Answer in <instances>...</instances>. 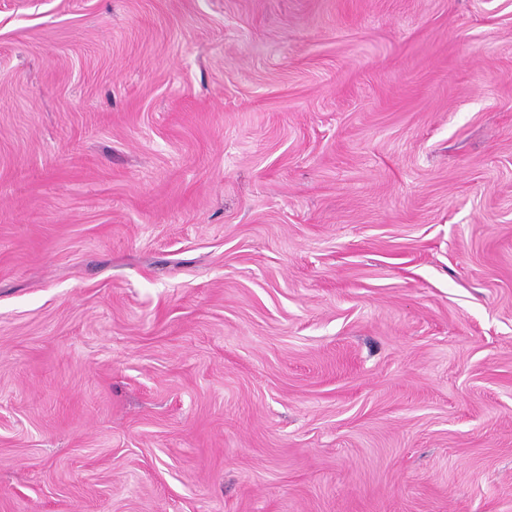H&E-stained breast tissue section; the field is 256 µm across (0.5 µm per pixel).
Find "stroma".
<instances>
[{
	"label": "stroma",
	"mask_w": 512,
	"mask_h": 512,
	"mask_svg": "<svg viewBox=\"0 0 512 512\" xmlns=\"http://www.w3.org/2000/svg\"><path fill=\"white\" fill-rule=\"evenodd\" d=\"M0 512H512V0H0Z\"/></svg>",
	"instance_id": "stroma-1"
}]
</instances>
